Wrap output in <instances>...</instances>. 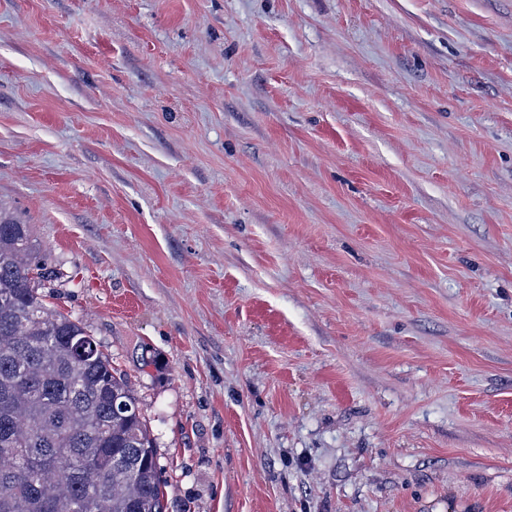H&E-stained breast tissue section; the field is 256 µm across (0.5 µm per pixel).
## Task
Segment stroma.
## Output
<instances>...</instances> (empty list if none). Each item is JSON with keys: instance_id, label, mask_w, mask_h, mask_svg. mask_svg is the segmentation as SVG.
Here are the masks:
<instances>
[{"instance_id": "1", "label": "stroma", "mask_w": 512, "mask_h": 512, "mask_svg": "<svg viewBox=\"0 0 512 512\" xmlns=\"http://www.w3.org/2000/svg\"><path fill=\"white\" fill-rule=\"evenodd\" d=\"M0 212L166 512H512V0H0Z\"/></svg>"}]
</instances>
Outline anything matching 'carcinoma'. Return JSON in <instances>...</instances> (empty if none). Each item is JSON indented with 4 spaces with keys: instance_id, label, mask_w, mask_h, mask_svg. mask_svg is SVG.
<instances>
[{
    "instance_id": "carcinoma-1",
    "label": "carcinoma",
    "mask_w": 512,
    "mask_h": 512,
    "mask_svg": "<svg viewBox=\"0 0 512 512\" xmlns=\"http://www.w3.org/2000/svg\"><path fill=\"white\" fill-rule=\"evenodd\" d=\"M0 215V512H164L154 440L88 326L39 289L61 273Z\"/></svg>"
}]
</instances>
